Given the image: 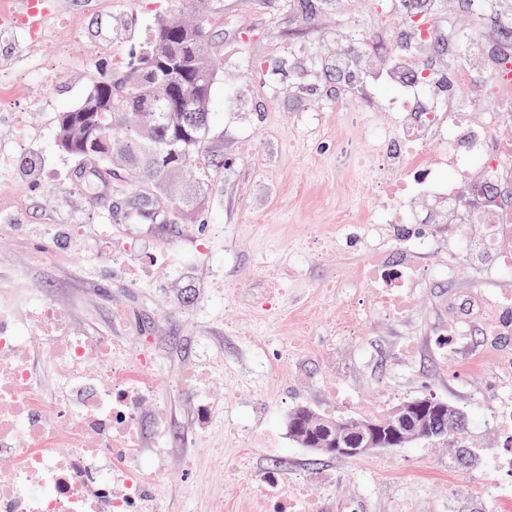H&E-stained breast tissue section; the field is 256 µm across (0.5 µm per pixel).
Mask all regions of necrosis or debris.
<instances>
[{
	"instance_id": "1",
	"label": "necrosis or debris",
	"mask_w": 512,
	"mask_h": 512,
	"mask_svg": "<svg viewBox=\"0 0 512 512\" xmlns=\"http://www.w3.org/2000/svg\"><path fill=\"white\" fill-rule=\"evenodd\" d=\"M500 50L488 55L483 72L455 67L425 68L400 45L383 47L386 64L365 74V88L392 111L391 125L368 126L369 150L389 177L370 226L454 223L442 273L452 276L469 259L472 244L494 251V237L475 227L495 224L512 237V202L498 186L512 182V31L500 30ZM492 95L494 109L471 121L469 107ZM28 322L0 309V463L17 468L0 484V512H150L145 477L157 458L141 450L139 414L157 401L158 390L138 370L143 350H119L111 341L71 336L68 313L34 294ZM43 337L48 360L67 376L78 398L43 395L22 349L30 336ZM109 372L107 382L89 381V364ZM65 417L58 430L52 415Z\"/></svg>"
}]
</instances>
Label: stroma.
I'll return each instance as SVG.
<instances>
[{"mask_svg":"<svg viewBox=\"0 0 512 512\" xmlns=\"http://www.w3.org/2000/svg\"><path fill=\"white\" fill-rule=\"evenodd\" d=\"M381 0H59L61 18L78 32L29 44L0 41L26 71L23 85L0 99V305L25 320L24 297L35 290L69 313L75 335L121 337L150 344L143 377L163 388L168 444L161 472L148 475L157 512H265L264 480H308L321 512H499L512 496V468L473 476L490 456H512V385L496 368L512 353V331H491L484 306L507 288L492 261L462 264L452 279L429 277L412 290L403 320L364 308L356 334L337 332L346 306L370 287L351 270L369 247L390 259L410 248L414 228L394 240L345 223L377 200L375 186L353 166L372 113L336 93V60L357 54L366 68L383 60L346 32ZM180 11L206 20L223 68L211 92L212 164L194 212L144 235L109 221L123 204L117 182L77 187L82 163L61 152L58 113L75 108L95 78L111 74L113 54L141 51L155 22ZM26 113L36 165L12 153L8 121ZM47 224L88 230L48 241ZM224 236L210 240L211 225ZM164 251L137 285L115 258ZM224 265L214 270L215 253ZM279 267L283 291L267 294L266 266ZM334 282L322 291L323 282ZM463 335L442 353L448 325ZM217 360L223 377L211 391L238 423L202 425L194 390L175 386L186 369ZM429 393L464 411L471 457L458 464L453 447L421 441L398 451L352 459L315 455L295 443L288 418L301 405L332 416L374 415Z\"/></svg>","mask_w":512,"mask_h":512,"instance_id":"stroma-1","label":"stroma"}]
</instances>
